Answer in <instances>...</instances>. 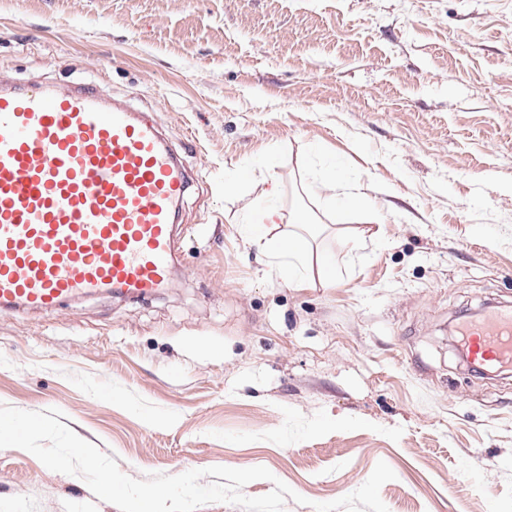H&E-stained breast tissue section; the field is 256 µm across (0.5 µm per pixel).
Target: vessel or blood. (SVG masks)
I'll list each match as a JSON object with an SVG mask.
<instances>
[{
  "label": "vessel or blood",
  "instance_id": "b4317fda",
  "mask_svg": "<svg viewBox=\"0 0 512 512\" xmlns=\"http://www.w3.org/2000/svg\"><path fill=\"white\" fill-rule=\"evenodd\" d=\"M188 174L158 127L92 85L0 84V309L168 284ZM468 360L512 369V309L462 325Z\"/></svg>",
  "mask_w": 512,
  "mask_h": 512
}]
</instances>
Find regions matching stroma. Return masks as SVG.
<instances>
[{"label": "stroma", "mask_w": 512, "mask_h": 512, "mask_svg": "<svg viewBox=\"0 0 512 512\" xmlns=\"http://www.w3.org/2000/svg\"><path fill=\"white\" fill-rule=\"evenodd\" d=\"M0 80L94 84L192 177L163 292L0 310V404L61 410L139 480L266 467L243 492L281 480L285 512L381 461L388 512H512V373L470 372L455 334L512 305V0H0ZM270 180L268 236L333 280L249 237ZM0 512L119 510L11 447ZM290 239L286 238L283 242L274 239H265L264 247L272 254L289 260L290 264V279L296 283L304 282L301 280L302 272L309 266L311 254L307 245L298 239H295L294 246L291 249H286L292 245ZM285 246V247H284Z\"/></svg>", "instance_id": "obj_1"}]
</instances>
